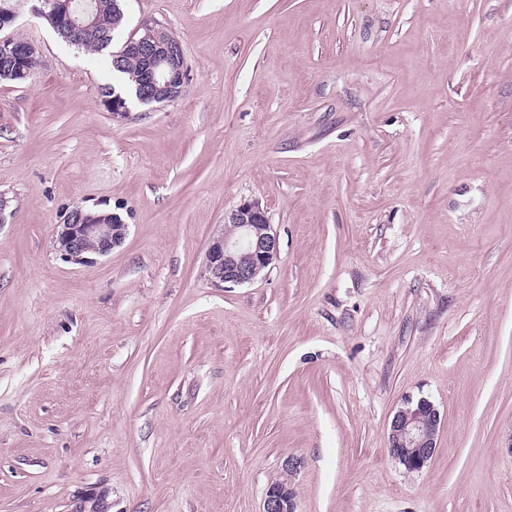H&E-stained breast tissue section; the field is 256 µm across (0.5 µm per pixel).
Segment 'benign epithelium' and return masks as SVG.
I'll return each instance as SVG.
<instances>
[{"label": "benign epithelium", "instance_id": "obj_1", "mask_svg": "<svg viewBox=\"0 0 512 512\" xmlns=\"http://www.w3.org/2000/svg\"><path fill=\"white\" fill-rule=\"evenodd\" d=\"M96 9L93 0L82 4L74 0H40L37 14L47 18L53 30L61 34L75 27L92 30ZM127 43L148 61L140 102L160 104L177 97L185 79L178 39L163 25L144 21L128 33ZM37 55L38 49L32 42L1 37L0 60L10 61L11 67L0 70V79H26L29 70L25 64ZM104 107L114 119L123 120L130 114L125 99L118 94L104 99ZM225 225L237 231V235L224 233L209 244V280L217 286L232 288L263 278L280 253L279 237L267 210L255 200L245 201L231 211ZM127 228L116 213L76 207L59 225L55 250L64 260L83 264L120 246ZM441 423L440 411L429 399L405 400L389 424V454L407 472L422 471L434 456ZM264 512H296L292 487L280 482L272 484L266 492Z\"/></svg>", "mask_w": 512, "mask_h": 512}]
</instances>
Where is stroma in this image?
<instances>
[{
    "label": "stroma",
    "instance_id": "obj_1",
    "mask_svg": "<svg viewBox=\"0 0 512 512\" xmlns=\"http://www.w3.org/2000/svg\"><path fill=\"white\" fill-rule=\"evenodd\" d=\"M23 0L0 82V512H512V0H125L176 99L114 120L106 54ZM280 255L222 288L242 201ZM127 224L87 264L75 207ZM430 464L388 451L405 399ZM128 47L148 61L142 103L169 102L184 84L183 54L178 39L163 25L143 21L126 38ZM37 55L38 49L32 42L17 41L11 36L1 37L0 60L4 59L10 61L11 67L2 71L0 70V79L25 80L29 76V71L32 75L37 67L38 58L33 60ZM27 62H29V70L25 67ZM2 64L3 62L1 60V65ZM59 228L55 250L67 262L83 264L93 260L92 256H105L120 246L128 226L116 213L76 207ZM442 417L427 398L407 399L389 424V454L409 473L422 471L434 456ZM264 512H297L292 487L273 483L266 492Z\"/></svg>",
    "mask_w": 512,
    "mask_h": 512
}]
</instances>
